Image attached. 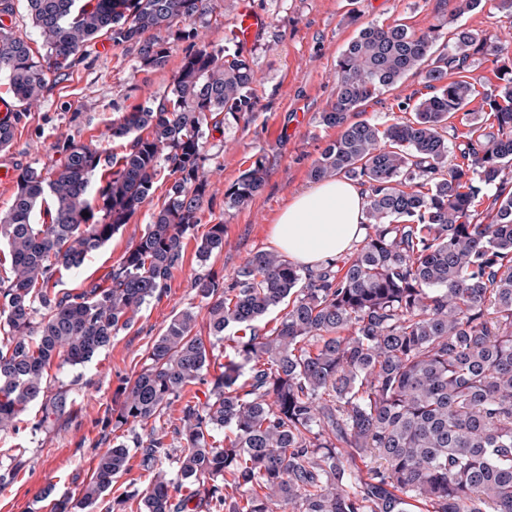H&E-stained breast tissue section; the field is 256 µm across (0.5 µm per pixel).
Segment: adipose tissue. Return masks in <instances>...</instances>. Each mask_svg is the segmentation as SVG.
Instances as JSON below:
<instances>
[{
  "label": "adipose tissue",
  "instance_id": "adipose-tissue-1",
  "mask_svg": "<svg viewBox=\"0 0 512 512\" xmlns=\"http://www.w3.org/2000/svg\"><path fill=\"white\" fill-rule=\"evenodd\" d=\"M364 198L344 179L298 194L272 228L274 246L289 260L314 269L346 252L363 234Z\"/></svg>",
  "mask_w": 512,
  "mask_h": 512
}]
</instances>
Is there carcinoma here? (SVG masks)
<instances>
[{
  "instance_id": "obj_1",
  "label": "carcinoma",
  "mask_w": 512,
  "mask_h": 512,
  "mask_svg": "<svg viewBox=\"0 0 512 512\" xmlns=\"http://www.w3.org/2000/svg\"><path fill=\"white\" fill-rule=\"evenodd\" d=\"M26 4L42 50L0 26V75L19 104L0 118V150L92 41L136 45L151 69L166 65L171 39L198 47L157 105L112 120L109 137L127 141L121 155L109 161L66 135L55 164L17 175L0 214L10 263L0 277V431L17 428L36 403L35 430L70 410L69 391L50 393L47 368L90 361L161 298L209 190L206 131L258 105L244 51H217L195 27L212 0ZM431 47L430 35L405 24L371 23L337 59L320 119L340 133L310 176L368 187L363 239L315 272L272 250L250 256L227 284L198 277L208 339L194 333L191 309L170 321L112 410L129 437L99 456L79 502L59 499L53 512L93 508L127 469L131 447L151 473L143 512H197L209 500L225 512H512V67H496L489 93L471 72L498 51L492 36L458 28L447 52L433 59ZM410 73L426 89L412 118L384 128L350 121ZM477 99L481 121L450 164L448 119ZM165 171L174 177L167 199L108 284L56 288L57 273L83 265L130 223ZM266 176L259 157L224 194L227 204L252 199ZM43 205L50 222L37 224ZM223 250L224 225L213 224L199 256ZM280 307L276 327L261 328ZM232 327L242 335L224 336ZM226 338L234 354L208 381L210 352ZM205 383L202 403L190 392ZM176 402L173 434L184 450L173 476L160 421ZM150 421L149 433L136 431ZM226 428L233 437L215 441ZM367 458L374 466L363 475L357 461Z\"/></svg>"
}]
</instances>
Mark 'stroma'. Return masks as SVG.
<instances>
[{"mask_svg": "<svg viewBox=\"0 0 512 512\" xmlns=\"http://www.w3.org/2000/svg\"><path fill=\"white\" fill-rule=\"evenodd\" d=\"M267 24L247 55L255 71L258 98L249 119L226 120L221 130L205 141L206 165L212 172L193 236L185 239L182 260L161 299L143 306L133 324L114 336L111 344L91 361L77 366H51L46 374L51 389L66 388L74 404L69 412L42 429L23 427L0 431V470L14 477L0 490V512H51L55 500L79 501L101 454L112 445V410L147 362L150 346L171 319L184 309L197 314L195 330L207 331V301L195 286L208 273L231 279L248 257L272 249L271 226L298 193L312 187L310 172L339 130L321 124L336 81V60L361 25L373 22L407 24L411 30L433 33V49L445 51L452 42L448 19L455 0H251ZM214 12L196 23L212 48L234 51L233 23L240 0H213ZM498 0H483L465 14L464 27L498 36L497 62H484L474 71L485 89L497 84L496 63L512 65V20L497 9ZM189 40L169 44L164 69L141 67L138 49L100 39L90 44L83 58L59 83L51 85L37 108L25 113L11 147L0 150V166L13 171L47 167L57 158L59 135L93 142L118 153L121 143L107 137V127L119 113L135 106L154 105L172 87ZM422 78L408 75L366 102L354 120L391 124L400 118V104L422 90ZM265 158L264 187L244 204L224 202L229 189L256 158ZM170 179L159 180L132 218L84 264L59 274L60 288L81 291L104 283L112 269L135 244L154 212L162 206ZM224 227V250L200 262L196 247L210 225ZM149 482L139 449H131L127 471L118 475L100 499L95 512H108L113 499H125L124 512H140L138 502Z\"/></svg>", "mask_w": 512, "mask_h": 512, "instance_id": "stroma-1", "label": "stroma"}]
</instances>
